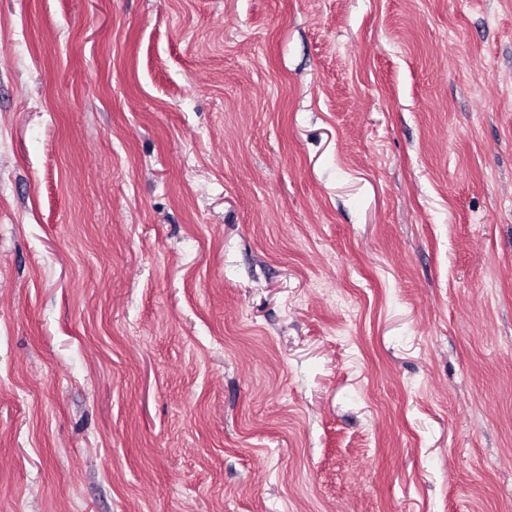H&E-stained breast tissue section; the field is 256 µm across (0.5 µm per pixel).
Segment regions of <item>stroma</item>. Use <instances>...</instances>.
Instances as JSON below:
<instances>
[{"instance_id": "35a3bbf8", "label": "stroma", "mask_w": 512, "mask_h": 512, "mask_svg": "<svg viewBox=\"0 0 512 512\" xmlns=\"http://www.w3.org/2000/svg\"><path fill=\"white\" fill-rule=\"evenodd\" d=\"M0 512H512V0H0Z\"/></svg>"}]
</instances>
